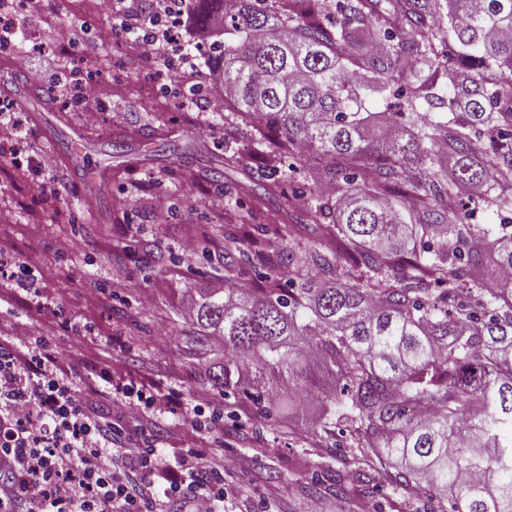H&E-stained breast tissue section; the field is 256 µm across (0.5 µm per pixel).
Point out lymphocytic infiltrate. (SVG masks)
Here are the masks:
<instances>
[{"mask_svg": "<svg viewBox=\"0 0 512 512\" xmlns=\"http://www.w3.org/2000/svg\"><path fill=\"white\" fill-rule=\"evenodd\" d=\"M112 0L118 22L100 29L101 46L121 36L153 58L174 39L156 14ZM0 512H161V498L184 497L188 512H217L224 499V451L190 448L168 461L148 435L123 439L85 409L68 369L52 356L0 336Z\"/></svg>", "mask_w": 512, "mask_h": 512, "instance_id": "obj_1", "label": "lymphocytic infiltrate"}]
</instances>
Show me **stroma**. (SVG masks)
<instances>
[{"label":"stroma","instance_id":"35a3bbf8","mask_svg":"<svg viewBox=\"0 0 512 512\" xmlns=\"http://www.w3.org/2000/svg\"><path fill=\"white\" fill-rule=\"evenodd\" d=\"M11 17L30 39L0 52V93L25 99L17 117L27 161L0 168V252L32 265L35 279L24 289L0 269V333L43 341L70 366L83 401L124 434L137 427L114 416L109 384L169 395L150 427L157 447L171 460L205 448L180 407L209 387L222 358L202 354L183 300L228 278L255 285L257 259L224 270L223 216L257 238L265 225L285 223L282 201L308 187V165L286 159L255 183V130L195 93L223 35L200 36L183 64L143 59L122 37L101 48L96 34L113 21L110 0H40L39 12L20 5ZM47 56L62 73L96 79L98 101L53 100L43 84L28 91L30 65ZM116 84L122 96H113ZM90 109L99 114L92 125ZM105 371L111 383L101 380ZM321 412L308 399L289 419L266 421L225 403L215 442L224 451V512H309L304 485L336 464L307 430Z\"/></svg>","mask_w":512,"mask_h":512}]
</instances>
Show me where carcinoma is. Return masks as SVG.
<instances>
[{"label": "carcinoma", "instance_id": "cac0c4a2", "mask_svg": "<svg viewBox=\"0 0 512 512\" xmlns=\"http://www.w3.org/2000/svg\"><path fill=\"white\" fill-rule=\"evenodd\" d=\"M213 0L231 17L212 79L225 107L287 156L313 159L309 202L265 235L253 288H197L189 320L226 398L271 420L304 395L323 404V447L345 424L348 470L326 474L356 512L376 472L402 512H512V0ZM394 112L366 108L365 91ZM471 188L493 230L463 223ZM336 247L304 250L320 219ZM246 234H224V268ZM288 270V285L273 273ZM287 374L259 388L236 361Z\"/></svg>", "mask_w": 512, "mask_h": 512}]
</instances>
